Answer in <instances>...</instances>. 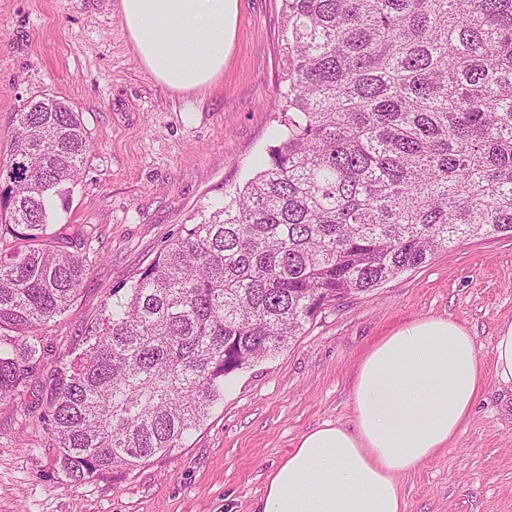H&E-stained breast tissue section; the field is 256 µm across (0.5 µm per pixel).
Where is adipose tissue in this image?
I'll return each mask as SVG.
<instances>
[{
	"label": "adipose tissue",
	"instance_id": "adipose-tissue-1",
	"mask_svg": "<svg viewBox=\"0 0 512 512\" xmlns=\"http://www.w3.org/2000/svg\"><path fill=\"white\" fill-rule=\"evenodd\" d=\"M141 67L168 89L197 92L224 72L238 0H119ZM484 378L473 336L455 321H416L360 362L355 429L303 434L269 475L260 512H405L398 484L468 419Z\"/></svg>",
	"mask_w": 512,
	"mask_h": 512
}]
</instances>
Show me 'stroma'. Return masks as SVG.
Segmentation results:
<instances>
[{"instance_id": "35a3bbf8", "label": "stroma", "mask_w": 512, "mask_h": 512, "mask_svg": "<svg viewBox=\"0 0 512 512\" xmlns=\"http://www.w3.org/2000/svg\"><path fill=\"white\" fill-rule=\"evenodd\" d=\"M118 0H0V166L23 103L81 112L92 149L60 246L89 270L71 308L41 331L25 385L0 400V512H256L271 471L304 433L355 426L358 362L381 337L452 318L485 363L512 323V238H475L424 267L320 310L275 357L238 372L182 447L119 483L66 480L43 414L52 374L86 347L113 289L131 283L201 208L257 170L279 141L281 0H239L223 76L179 93L139 65ZM407 512H512V386L488 374L449 448L399 478Z\"/></svg>"}]
</instances>
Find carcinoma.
I'll list each match as a JSON object with an SVG mask.
<instances>
[{"label":"carcinoma","instance_id":"1","mask_svg":"<svg viewBox=\"0 0 512 512\" xmlns=\"http://www.w3.org/2000/svg\"><path fill=\"white\" fill-rule=\"evenodd\" d=\"M280 144L186 224L68 367L46 421L72 482L119 481L182 445L227 378L321 309L461 237H512V0H282ZM20 113L0 167V400L76 300L86 258L52 245L89 137L53 97Z\"/></svg>","mask_w":512,"mask_h":512}]
</instances>
